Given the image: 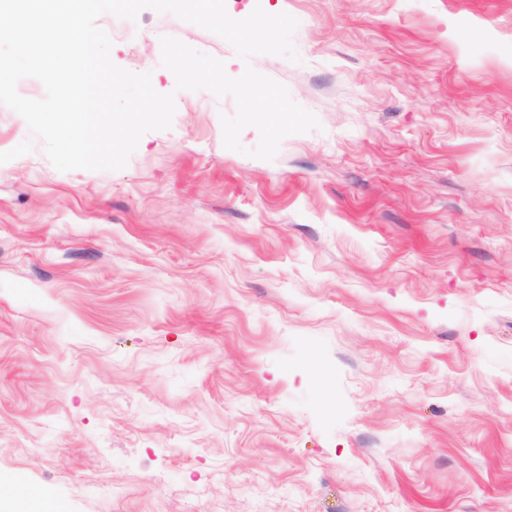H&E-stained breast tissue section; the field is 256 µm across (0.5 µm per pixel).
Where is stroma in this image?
I'll use <instances>...</instances> for the list:
<instances>
[{"instance_id": "stroma-1", "label": "stroma", "mask_w": 512, "mask_h": 512, "mask_svg": "<svg viewBox=\"0 0 512 512\" xmlns=\"http://www.w3.org/2000/svg\"><path fill=\"white\" fill-rule=\"evenodd\" d=\"M298 61L142 10L174 93L124 169L53 167L0 104V482L64 512H512V0H225ZM171 36L319 130L225 148Z\"/></svg>"}]
</instances>
